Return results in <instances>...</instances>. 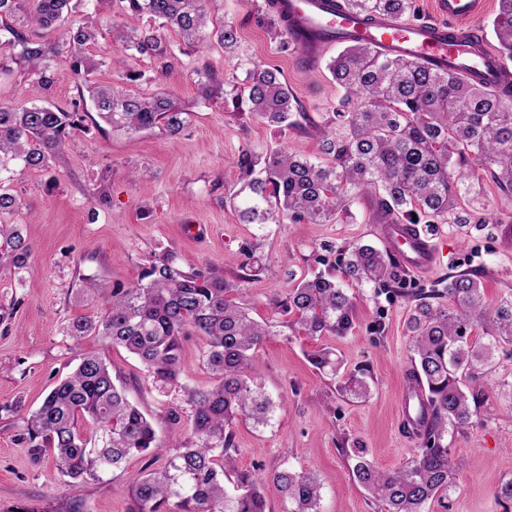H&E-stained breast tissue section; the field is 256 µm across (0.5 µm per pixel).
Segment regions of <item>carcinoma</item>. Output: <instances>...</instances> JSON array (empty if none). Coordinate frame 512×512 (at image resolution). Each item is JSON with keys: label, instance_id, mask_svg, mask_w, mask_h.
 Listing matches in <instances>:
<instances>
[{"label": "carcinoma", "instance_id": "obj_1", "mask_svg": "<svg viewBox=\"0 0 512 512\" xmlns=\"http://www.w3.org/2000/svg\"><path fill=\"white\" fill-rule=\"evenodd\" d=\"M71 2L0 0V73L25 67L35 76L37 91L48 93L55 82L54 63L62 57L78 81V100L68 106L49 100L21 109L0 104V216L20 206L5 186L14 167H49L71 133L93 119L85 99L112 129L128 133L158 127L176 136L190 116L166 91L142 96L91 81L104 66L87 53L100 33L95 18L52 42L43 40L42 32L58 27ZM120 2L131 23L115 35L116 46L128 56L153 58L159 75L172 69L178 54L199 48L208 28L224 51L232 53L239 45L237 27L211 17L204 0ZM411 4L340 0L345 11L398 20ZM262 21L283 48H291L275 17L265 13ZM492 26L497 49L511 60L512 0H499ZM164 28L177 31L182 45L175 49L163 41L157 30ZM328 70L344 90L334 112L341 132L323 135L322 158L316 162L282 149L241 151L235 159L240 186L230 193L241 223L327 224L365 197L376 223L412 224L428 236L439 224L483 231L496 223L471 202L472 194L483 190L486 175L512 194V84L490 88L355 45L333 58ZM196 75L204 96L220 95V80L210 69H198ZM224 105L236 112L246 106L282 129L301 128L294 118L299 104L276 68L247 67L241 92L224 99ZM328 251L336 254L328 270L304 275L286 298L274 300L276 312L287 317L280 330L275 322L251 318L237 299L240 283L261 272L253 265L251 245L241 247L244 260L236 282L209 268L184 270L171 253L158 255L137 283L112 288L103 314L70 325L72 338L95 334L121 346L140 360L155 387L182 393L189 433L176 437L172 446L178 451L164 467L145 470L135 480L132 512H266L269 486L293 505L290 512H319L322 487L314 472L283 464L258 474L236 466L234 426L239 420L266 426L272 418L275 404L251 373L253 354L269 337L286 328L294 336H346L356 325L357 297L344 284L360 288L401 279L400 266L372 245H330ZM0 252L14 272L26 268L31 245L19 225L0 222ZM394 295L410 294L401 288ZM410 296L413 356L406 386L424 388V431L417 434L412 459L395 471L378 468L361 449L353 451L354 479L384 512H426L429 502L453 490L456 464L447 448L448 430L473 423L485 402L493 352L512 345V297L487 304L480 277L470 271L450 274L442 287ZM478 329L488 342L476 348L469 340ZM191 335L204 341L202 355L213 379L205 389L180 382L183 340ZM331 355L321 349L309 361L334 373ZM366 377L367 369H357L341 389L363 397ZM23 423L22 441L33 458L51 451L59 472L73 480H98L121 469L135 453L153 457L159 452L152 423L95 355L79 356L75 370Z\"/></svg>", "mask_w": 512, "mask_h": 512}]
</instances>
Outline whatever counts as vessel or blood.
I'll list each match as a JSON object with an SVG mask.
<instances>
[{"label":"vessel or blood","mask_w":512,"mask_h":512,"mask_svg":"<svg viewBox=\"0 0 512 512\" xmlns=\"http://www.w3.org/2000/svg\"><path fill=\"white\" fill-rule=\"evenodd\" d=\"M434 19L399 22L386 15L363 20L339 10L335 0H267V9L290 29L293 50L302 63L317 64L332 44L359 43L396 57L458 72L491 85L512 83V65L489 41L477 38L473 20L485 14L491 0H434ZM377 231L405 271L424 274L440 261L432 238L403 230L398 224L378 225ZM423 392L404 391L400 418L412 424Z\"/></svg>","instance_id":"obj_1"}]
</instances>
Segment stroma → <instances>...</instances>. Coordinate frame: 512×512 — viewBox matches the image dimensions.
Wrapping results in <instances>:
<instances>
[{
	"label": "stroma",
	"mask_w": 512,
	"mask_h": 512,
	"mask_svg": "<svg viewBox=\"0 0 512 512\" xmlns=\"http://www.w3.org/2000/svg\"><path fill=\"white\" fill-rule=\"evenodd\" d=\"M206 8L211 17L237 26L238 53L227 54L211 41L180 55L161 77L152 58L117 51L112 34L128 22L119 0L100 8L95 0H75L70 23H81L95 11L104 31L89 48L103 63L96 80L117 83L127 72H138L141 78L131 90H167L190 120L173 138L158 128L128 134L103 122H85L48 169L16 175L10 184L21 207L6 221L22 226L32 252L21 273L0 266V512L20 505L67 512L76 501L84 512H130L132 485L147 464L145 457L132 456L124 469L74 485L57 470L52 455L33 459L19 440L23 422L14 404L36 409L83 353L106 361L113 379L151 418L162 456L173 455L176 428L168 410L181 404L180 394L157 391L125 349L98 336L76 340L66 333L73 319L103 313L112 288L136 283L155 255L172 252L186 270L210 264L233 280L243 260L241 245L254 243L265 272L242 283L241 298L251 316L262 321L273 318V299L285 298L310 268L319 243L384 245L363 200L327 224L239 223L225 201L239 179L235 158L244 149L262 154L282 147L301 157L316 153L343 95L327 69L340 48L329 47L318 64L307 66L257 23L264 0H208ZM249 60L280 69L304 110L301 129L283 130L201 96L196 68L209 66L229 91L244 79ZM435 240L440 263L427 274L406 275L405 287L437 288L449 274L475 271L487 301L512 295V248L503 244L499 228L488 235L468 234L444 224ZM85 277L97 280L99 290L83 288ZM358 293L351 334L274 336L255 352L252 371L276 409L268 426L242 421L234 428L240 468L266 473L286 463L316 473L322 484L320 512H381L353 480L345 449H364L379 468L394 470L412 458L416 446L399 420L411 367L412 304L388 299L372 284ZM322 348L334 352L337 375L310 363V353ZM361 367L368 370L369 392L354 399L339 385ZM486 395L477 423L448 436L450 456L458 463L455 488L444 502H432L430 512H512V501L496 497L512 481L511 356L494 353Z\"/></svg>",
	"instance_id": "35a3bbf8"
}]
</instances>
